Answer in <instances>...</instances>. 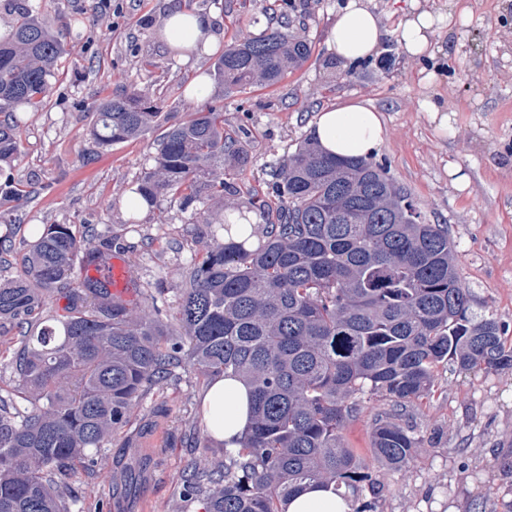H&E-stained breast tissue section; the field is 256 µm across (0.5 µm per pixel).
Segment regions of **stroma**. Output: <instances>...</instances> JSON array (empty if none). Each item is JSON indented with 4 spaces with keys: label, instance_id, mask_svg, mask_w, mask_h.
I'll use <instances>...</instances> for the list:
<instances>
[{
    "label": "stroma",
    "instance_id": "obj_1",
    "mask_svg": "<svg viewBox=\"0 0 512 512\" xmlns=\"http://www.w3.org/2000/svg\"><path fill=\"white\" fill-rule=\"evenodd\" d=\"M65 43L64 72L48 103L27 115L22 152L10 175L25 195L12 201L11 223H0V277L12 273L26 242L49 225L68 224L107 248L127 266L132 305L144 293L158 296L165 320H174L177 290L191 255L209 238L170 199L158 200L129 228L123 201L157 152L159 130L100 148L89 135L93 107L106 97L133 92L156 98L172 120L224 107V128H247V164L234 176L231 202L266 191L270 172L311 135L318 112L360 100L380 113L385 140L374 162L383 165L426 219L444 224L454 244L462 281L475 313L507 327L512 344V0H449L450 12L469 11L438 37L433 56H409L392 38L359 65L336 61L326 37L344 0H292V30L312 44L299 69L277 84L230 93L211 84L206 99L192 96L195 76L210 75L224 47L270 23L273 0H32ZM174 9L214 16L217 47L183 59L159 38ZM432 99L454 114L449 132L431 124L422 102ZM469 177L458 190L448 175ZM439 389L418 401L410 423L418 440L398 472L369 468L386 486L376 512H512V369L462 372L448 366ZM205 392L192 367L179 368L163 387L144 395L136 412L101 451L107 477L69 478L79 497L71 512H181L179 477L190 460ZM153 462L144 483L129 484L139 455ZM95 497L83 496L84 486Z\"/></svg>",
    "mask_w": 512,
    "mask_h": 512
}]
</instances>
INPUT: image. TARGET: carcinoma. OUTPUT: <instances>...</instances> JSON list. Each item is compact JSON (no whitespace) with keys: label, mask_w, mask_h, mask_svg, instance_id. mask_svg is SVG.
I'll return each mask as SVG.
<instances>
[{"label":"carcinoma","mask_w":512,"mask_h":512,"mask_svg":"<svg viewBox=\"0 0 512 512\" xmlns=\"http://www.w3.org/2000/svg\"><path fill=\"white\" fill-rule=\"evenodd\" d=\"M3 2L14 13L0 40V166H9L23 125L12 108L46 106L65 46L30 0ZM290 8L281 0L280 20L224 49L213 64L218 84L243 92L307 61L311 44L290 32ZM94 114L90 134L102 147L165 123L140 93L104 99ZM244 134L224 131V108L213 104L169 124L131 194L153 203L170 193L198 215V205L224 199V176L246 164ZM247 210L268 218L250 231L252 249L237 223ZM202 223L222 235L191 258L174 333L155 299L138 311L112 302L105 281L84 279L85 296L68 287L81 253L88 265L106 259L69 225L51 224L25 244L16 274L0 280V322L21 333L13 392L31 404L18 417L0 398V512H70L59 478L99 472L104 443L185 357L209 382L242 380L252 418L236 448L193 437L200 454L182 471L183 501L201 512H284L321 484L356 494L353 512H375L385 485L343 435L365 394L391 402L373 414L369 451L399 471L418 444L404 417L432 392L439 368H512L501 322L471 310L448 225L427 222L369 159L328 156L308 138L274 167L265 193ZM56 293L67 299L65 315L45 324Z\"/></svg>","instance_id":"obj_1"}]
</instances>
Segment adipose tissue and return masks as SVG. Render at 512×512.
<instances>
[{"label": "adipose tissue", "instance_id": "1", "mask_svg": "<svg viewBox=\"0 0 512 512\" xmlns=\"http://www.w3.org/2000/svg\"><path fill=\"white\" fill-rule=\"evenodd\" d=\"M370 2L346 0L337 16L326 45L339 62L352 65L374 57L388 34L412 56L432 52L433 36L447 19L445 12L420 8L419 0H410V9L388 31ZM164 32L174 44L201 38L211 47L218 41L209 18L188 11L170 15L164 22ZM312 132L325 153L346 158H366L377 153L385 136L380 116L360 102L319 112ZM202 420L208 434L219 440L230 443L241 437L251 420L248 386L238 379L216 380L204 396ZM284 509L285 512H352L350 499L323 485L308 487L292 497Z\"/></svg>", "mask_w": 512, "mask_h": 512}]
</instances>
